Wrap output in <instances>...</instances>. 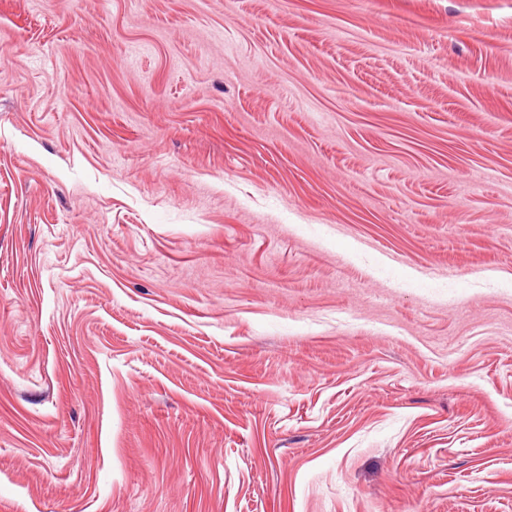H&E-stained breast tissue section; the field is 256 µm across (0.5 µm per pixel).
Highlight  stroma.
<instances>
[{"label": "stroma", "instance_id": "1", "mask_svg": "<svg viewBox=\"0 0 512 512\" xmlns=\"http://www.w3.org/2000/svg\"><path fill=\"white\" fill-rule=\"evenodd\" d=\"M0 512H512V0H0Z\"/></svg>", "mask_w": 512, "mask_h": 512}]
</instances>
